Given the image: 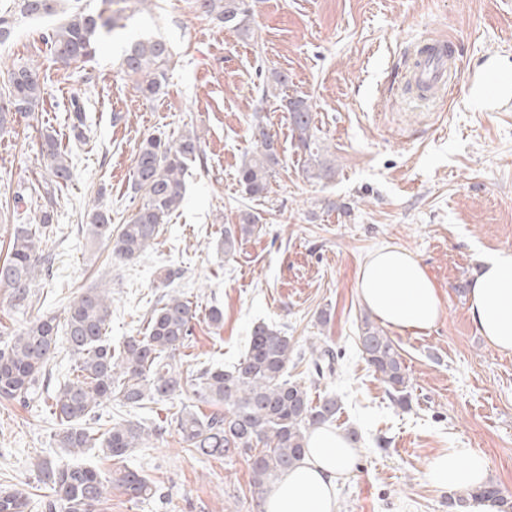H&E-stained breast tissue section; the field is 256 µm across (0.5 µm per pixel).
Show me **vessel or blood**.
<instances>
[{"instance_id": "b4317fda", "label": "vessel or blood", "mask_w": 512, "mask_h": 512, "mask_svg": "<svg viewBox=\"0 0 512 512\" xmlns=\"http://www.w3.org/2000/svg\"><path fill=\"white\" fill-rule=\"evenodd\" d=\"M458 59L444 41L421 43L409 65L408 83L430 94H445L455 81Z\"/></svg>"}]
</instances>
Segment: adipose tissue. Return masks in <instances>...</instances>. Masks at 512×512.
Returning a JSON list of instances; mask_svg holds the SVG:
<instances>
[{"label": "adipose tissue", "instance_id": "ef3b65f1", "mask_svg": "<svg viewBox=\"0 0 512 512\" xmlns=\"http://www.w3.org/2000/svg\"><path fill=\"white\" fill-rule=\"evenodd\" d=\"M360 301L391 331L420 335L443 313L437 288L421 261L399 246L371 252L357 280ZM468 314L480 336L512 354V250L480 258L468 296ZM345 435L321 427L308 437L301 461L283 473L265 496L263 512H338L336 486L354 469ZM486 459L468 448H451L430 462L427 478L436 487L466 496V512H500L498 502L475 496L487 478Z\"/></svg>", "mask_w": 512, "mask_h": 512}]
</instances>
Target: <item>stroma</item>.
<instances>
[{
	"label": "stroma",
	"instance_id": "35a3bbf8",
	"mask_svg": "<svg viewBox=\"0 0 512 512\" xmlns=\"http://www.w3.org/2000/svg\"><path fill=\"white\" fill-rule=\"evenodd\" d=\"M253 35L245 39L201 13L196 0H126L127 28L104 39L92 62L55 64L43 42L44 22L17 19L0 44V85L6 68L32 63L43 94L32 117L0 134V258L12 228L36 223L35 190L48 177L39 161L42 134H53L73 168L59 191L54 229L42 249L53 272L38 276L29 309L11 308L0 289V336L26 320L62 316L68 301L101 285L112 291L113 341L143 333L165 290V270L181 269L174 289L198 310L193 335L177 360L197 371L229 365L244 352L254 326L265 323L292 337V378L309 377L310 343L338 355L335 376L313 395L335 394L333 423L356 431L354 472L336 492L340 512H458L449 493L426 478L430 461L448 448L486 457L489 481L512 497V355L476 332L467 297L482 256L512 250V109L478 104L474 88L490 65L512 63V0H250ZM450 41L463 62L447 99L424 103L401 93L404 60L423 37ZM166 38L174 52L167 86L156 100L138 97L121 70L128 44ZM290 76L287 93L306 97L317 135L336 160L333 179L302 175L288 115L262 98L261 71ZM78 99L85 140L72 132ZM263 121L278 140L282 162L265 198L246 199L238 170L254 150L251 129ZM202 138L201 159L185 177L181 207L139 257H112L84 225L96 206L113 225L134 211L133 166L149 136L171 139L185 129ZM22 195L16 211L5 202ZM336 209H326V202ZM260 217L259 230L233 255L220 243L241 210ZM397 245L425 265L444 312L428 333L393 334L410 378L412 406L392 402L358 347L366 309L356 293L360 266L374 249ZM224 312L212 326L210 307ZM71 357L59 347L45 381L26 402L0 399V490L36 496L38 459L62 463L50 397L68 380ZM171 404L103 407L98 428L139 420L160 428L127 465L157 488L134 501L113 490L102 512H262L264 493L251 482L245 458L227 461L190 454L171 416Z\"/></svg>",
	"mask_w": 512,
	"mask_h": 512
}]
</instances>
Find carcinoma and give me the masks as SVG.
Wrapping results in <instances>:
<instances>
[{"mask_svg": "<svg viewBox=\"0 0 512 512\" xmlns=\"http://www.w3.org/2000/svg\"><path fill=\"white\" fill-rule=\"evenodd\" d=\"M62 0H19L20 14L50 18L59 14ZM199 10L251 37L248 0H197ZM122 16L91 11L80 5L47 27L42 39L50 44L54 60L63 68L87 63L95 56L103 33L122 27ZM171 46L160 38L145 37L133 43L122 60L139 97L154 100L164 89L172 63ZM263 98L274 97L288 112L295 148L304 156L302 173L312 181L331 179L334 160L316 136L311 104L302 96L287 94L288 74L271 68L260 74ZM38 69L30 64L14 65L0 93V132L18 115L30 117L41 100ZM256 150L244 160L238 178L248 198L268 193L270 180L280 165L275 137L262 121L253 127ZM38 154L50 176L60 186L72 178L66 155L51 135L43 137ZM201 154V136L187 130L171 140L151 137L142 142L135 157L133 190L142 202L128 220L112 234V215L94 209L87 216L86 233L92 240H113L117 259H133L154 244L162 225L180 207L182 177ZM259 217L247 209L239 223L224 227L222 246L227 255L237 251L253 234ZM52 229L49 209L41 211L36 224H17L7 256L0 262V288L8 292L16 310L32 304L31 283L36 269L52 268V257L40 248L42 237ZM66 343L73 357L71 379L52 397L50 410L59 424L58 447L70 454L84 453L95 438L86 422L104 405L116 400L123 407L145 408L175 398H191L222 413L201 414L195 406L182 404L175 423L188 451L212 458L244 455L249 461L253 484L264 489L292 468L301 458L312 430L336 419L340 409L336 395L327 394L313 402L306 383L288 378L295 343L280 330L265 324L255 326L244 357L228 368L183 370L176 355L192 335L197 312L178 292L166 293L153 310L146 332L127 337L118 349L107 336L112 317L108 288H88L64 309ZM56 317L35 318L7 340H0V399L23 401L47 370L57 345ZM362 354L392 401L402 409L411 405L409 378L393 340L368 315L359 329ZM315 355L310 371L316 383L335 374L337 355L329 347L311 344ZM150 433L139 421L112 423L100 441L108 457L123 459L135 448L147 445ZM38 482L48 489L39 501L41 512H99L112 488L132 499L154 496L156 489L138 471L123 467L109 476L82 463H37ZM29 495L0 491V512H31Z\"/></svg>", "mask_w": 512, "mask_h": 512, "instance_id": "carcinoma-1", "label": "carcinoma"}]
</instances>
